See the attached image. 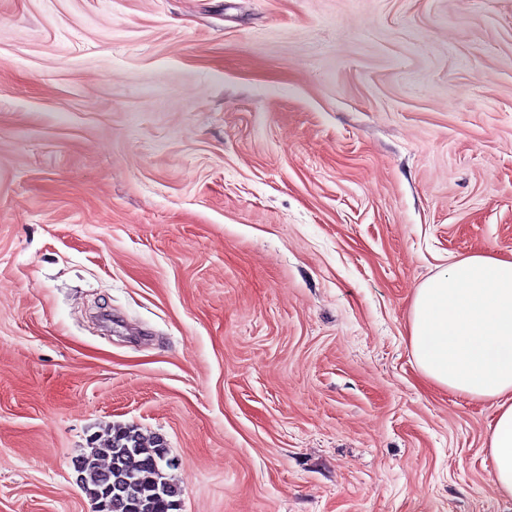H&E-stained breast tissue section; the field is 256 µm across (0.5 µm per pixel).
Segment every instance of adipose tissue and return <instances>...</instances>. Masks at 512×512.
Here are the masks:
<instances>
[{
  "instance_id": "adipose-tissue-1",
  "label": "adipose tissue",
  "mask_w": 512,
  "mask_h": 512,
  "mask_svg": "<svg viewBox=\"0 0 512 512\" xmlns=\"http://www.w3.org/2000/svg\"><path fill=\"white\" fill-rule=\"evenodd\" d=\"M409 346L430 382L493 401V481L512 497V256L475 253L417 288Z\"/></svg>"
}]
</instances>
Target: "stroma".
Wrapping results in <instances>:
<instances>
[{"mask_svg": "<svg viewBox=\"0 0 512 512\" xmlns=\"http://www.w3.org/2000/svg\"><path fill=\"white\" fill-rule=\"evenodd\" d=\"M512 255V0H0V512H512L418 286ZM91 449L81 461L80 479L84 492L96 505L95 512L176 511L181 491L166 473L174 465L155 464L161 451L169 455L159 438H147L134 426L112 428L106 448ZM101 453L109 459L105 467L97 462ZM107 482L112 486L105 485ZM113 487L126 490L127 507L111 508L110 500L104 499L112 497ZM102 490L104 497L100 496Z\"/></svg>", "mask_w": 512, "mask_h": 512, "instance_id": "stroma-1", "label": "stroma"}]
</instances>
